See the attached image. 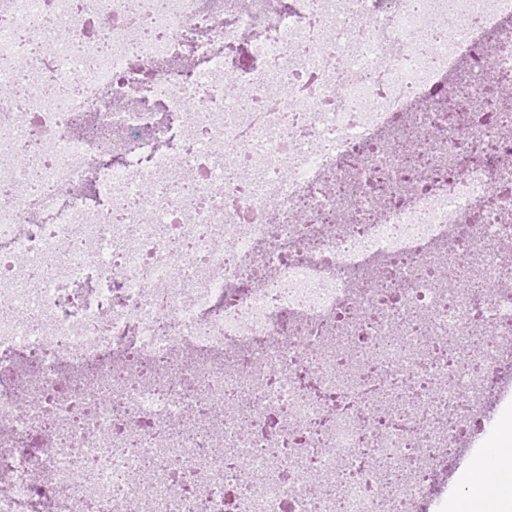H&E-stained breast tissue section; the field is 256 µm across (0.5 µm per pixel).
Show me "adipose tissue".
Returning <instances> with one entry per match:
<instances>
[{
  "label": "adipose tissue",
  "instance_id": "adipose-tissue-1",
  "mask_svg": "<svg viewBox=\"0 0 512 512\" xmlns=\"http://www.w3.org/2000/svg\"><path fill=\"white\" fill-rule=\"evenodd\" d=\"M485 490L481 495H464L453 512H512V448L490 457L478 469Z\"/></svg>",
  "mask_w": 512,
  "mask_h": 512
}]
</instances>
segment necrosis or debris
Instances as JSON below:
<instances>
[{"instance_id":"necrosis-or-debris-1","label":"necrosis or debris","mask_w":512,"mask_h":512,"mask_svg":"<svg viewBox=\"0 0 512 512\" xmlns=\"http://www.w3.org/2000/svg\"><path fill=\"white\" fill-rule=\"evenodd\" d=\"M511 275L512 0H0V512H424Z\"/></svg>"}]
</instances>
